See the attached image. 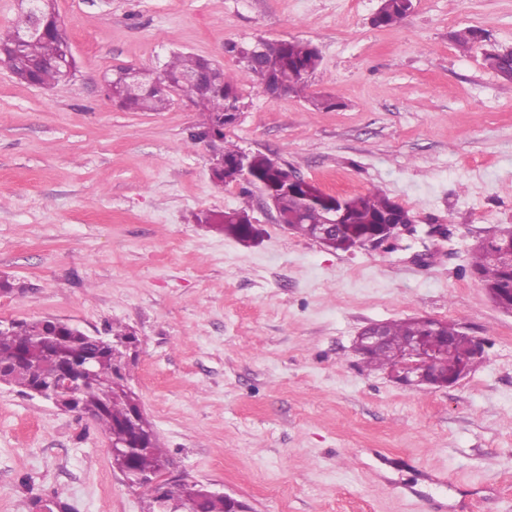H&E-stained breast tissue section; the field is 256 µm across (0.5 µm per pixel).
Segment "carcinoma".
Here are the masks:
<instances>
[{
	"label": "carcinoma",
	"mask_w": 512,
	"mask_h": 512,
	"mask_svg": "<svg viewBox=\"0 0 512 512\" xmlns=\"http://www.w3.org/2000/svg\"><path fill=\"white\" fill-rule=\"evenodd\" d=\"M408 16L406 0H385L382 12L375 25L391 27L402 22ZM46 32L32 40L24 52L10 55L4 65L22 83L36 81L41 87H49L71 80L67 69L55 64L61 49L60 24L54 4L44 6ZM27 23L25 15H20L13 27L3 34L0 32V50H7L14 42L17 33ZM481 32L473 27L463 28L453 34L456 45L464 50L473 49L480 42ZM225 51L235 56L242 64L238 73H221V87H216L202 74L215 69L207 58L177 54L166 65L164 73L170 77L185 74H199L201 79L184 84L179 93L196 106L208 112L207 131L215 151L226 159H232L241 152L234 143L224 137V113L241 110V98L238 91L240 80L245 78L260 88H266L276 80L282 81L285 91L302 94L308 88V82L320 65L318 50L310 43L301 40L260 39L251 47L229 43ZM172 95L162 88L150 91L126 92L121 95L120 106L129 112H160L166 109ZM251 178L245 180L250 186L261 187L260 181L268 182L275 189V207L280 217L296 233L309 237L315 226L322 222L324 213L317 207L307 204L301 194L291 192L278 181V175L272 167L269 155L258 151L254 155ZM390 198L378 188H372L364 194L352 197L349 220L350 227L366 229L385 220ZM471 275L484 288L489 297L502 308H512V267L508 266L499 252L480 244L472 251L469 261ZM53 320H18L11 322L5 334H0V379L24 389V393L39 381L48 379L53 368L39 360L46 350L58 357L79 358L91 349L90 335L80 329H68L61 335L58 343L49 340ZM385 333L389 342L404 347L414 337L425 333V326L418 318L394 320L385 323ZM443 336L457 338L453 349L443 357L440 367L444 371L455 370L461 360L467 340L460 335L459 327L448 321L443 322L437 335L431 340L437 342ZM128 337L123 329H107L104 349L94 355L92 367L84 373L79 393L80 416L93 421L106 433L123 432L131 413L139 405L135 393L125 384L126 366L119 358L121 349L112 348L115 340ZM24 347L38 357V360L15 363L14 351ZM365 367L369 371H385L393 364V358L385 351L364 357ZM132 469L139 474H153L169 464L166 451L158 441L147 448L129 449Z\"/></svg>",
	"instance_id": "cac0c4a2"
}]
</instances>
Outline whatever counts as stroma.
Listing matches in <instances>:
<instances>
[{"label":"stroma","mask_w":512,"mask_h":512,"mask_svg":"<svg viewBox=\"0 0 512 512\" xmlns=\"http://www.w3.org/2000/svg\"><path fill=\"white\" fill-rule=\"evenodd\" d=\"M55 0L77 71L51 89L0 64V321L126 326L127 384L171 480L252 512H512V313L468 270L512 224V82L483 61L512 48V0ZM483 40L459 49L455 30ZM311 42L307 96L239 84L227 139L345 196L382 189L418 219L388 250L331 251L280 224L260 189L216 184L205 114L174 96L128 112L117 69L161 73L183 52L239 71L225 41ZM333 97V109L314 106ZM249 202L259 243L202 223ZM444 229L427 235L428 225ZM428 316L480 340L457 384L367 371L372 323ZM145 512L88 419L0 384V512ZM382 12L374 22L376 27H391L399 24L408 16V7L405 2L408 0H384Z\"/></svg>","instance_id":"1"}]
</instances>
